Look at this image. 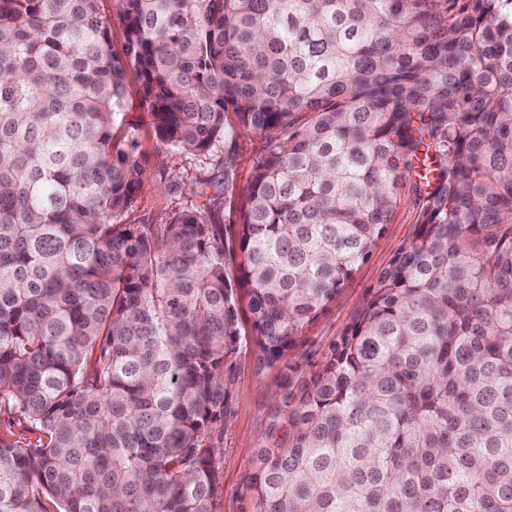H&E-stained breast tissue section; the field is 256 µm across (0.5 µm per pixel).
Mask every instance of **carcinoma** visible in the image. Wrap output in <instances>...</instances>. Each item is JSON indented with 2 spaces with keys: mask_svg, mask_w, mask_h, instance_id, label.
I'll list each match as a JSON object with an SVG mask.
<instances>
[{
  "mask_svg": "<svg viewBox=\"0 0 512 512\" xmlns=\"http://www.w3.org/2000/svg\"><path fill=\"white\" fill-rule=\"evenodd\" d=\"M0 0V512H218L249 286L258 363L416 221L267 423L254 512H512V0ZM158 151L264 145L219 198L121 224ZM239 251L237 269L227 254ZM5 430L11 431L13 433L12 439L20 444L33 443L38 437V433L33 431L30 424L18 413L2 409L0 413V431Z\"/></svg>",
  "mask_w": 512,
  "mask_h": 512,
  "instance_id": "obj_1",
  "label": "carcinoma"
}]
</instances>
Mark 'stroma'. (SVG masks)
Instances as JSON below:
<instances>
[{"instance_id": "obj_1", "label": "stroma", "mask_w": 512, "mask_h": 512, "mask_svg": "<svg viewBox=\"0 0 512 512\" xmlns=\"http://www.w3.org/2000/svg\"><path fill=\"white\" fill-rule=\"evenodd\" d=\"M147 112L140 95H133L126 120L139 129V161L147 174L143 187L120 218L124 224L166 223L173 213L191 202L193 182L205 180L217 189L224 186V170L217 163L203 162L179 152L157 154L156 140L145 121ZM262 144L259 135L239 130L235 188L232 196L221 199L215 212L218 223H237L244 201L242 193L251 179ZM166 172L176 176L177 187L167 188L162 178ZM397 197L391 221L376 241L367 262L359 267L334 301L301 327L294 344L279 363L271 368L259 366L257 353L250 347L235 357L231 412L220 426L223 442L216 459L221 474L220 512H253L247 476L251 455L261 444L265 422L279 412L286 392L299 390L320 370L332 345L344 336L354 314L366 303L380 272L412 233L415 206L409 179L400 180Z\"/></svg>"}]
</instances>
